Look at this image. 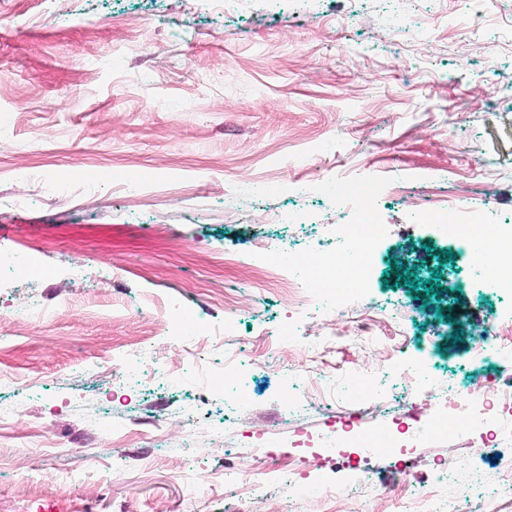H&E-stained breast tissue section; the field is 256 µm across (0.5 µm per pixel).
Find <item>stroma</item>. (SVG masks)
<instances>
[{
    "instance_id": "stroma-1",
    "label": "stroma",
    "mask_w": 512,
    "mask_h": 512,
    "mask_svg": "<svg viewBox=\"0 0 512 512\" xmlns=\"http://www.w3.org/2000/svg\"><path fill=\"white\" fill-rule=\"evenodd\" d=\"M398 12L397 0H257L254 7L219 10L207 0H0V247L41 251L44 272L12 274L0 284V316L16 318L23 335L0 351V369L14 386L0 391V512H38L42 499L25 494L26 481L58 488L64 512H152L166 501L172 512H248L236 489H225L224 461L237 454L240 424L200 376L222 373L224 347L235 344L245 366L259 362L253 335L277 336L287 355L289 326L310 330L305 315L265 297L246 313L223 344L175 351L156 344L150 375L113 395L115 360L99 357L114 334L105 303L77 305L93 287L90 274L109 267L104 291L153 307L160 298L187 297V314L207 327L224 324L225 286H244L237 273L200 260L231 249L251 259L261 245L298 240L313 262V236L303 228L258 220V213L303 209L326 220L334 207L317 184L373 181L387 186L377 199L385 233L376 247L381 298L402 300L408 324L380 322L377 339L400 348L399 359L430 355L432 377L412 393L479 374L496 364H471V340H454L438 308L458 307L470 324L488 326L512 311V293H495L471 277L470 247L435 239L417 219L421 192L440 194L467 177L473 195L455 202L467 220L496 225L512 219V0H418L409 22L388 32L364 24L372 10ZM480 38V54L459 55L457 42ZM121 69H113V59ZM139 176L140 200L124 186ZM67 190L53 191L58 179ZM286 183L281 194L248 193L245 183ZM167 224L174 243L148 236ZM451 251L453 261L443 259ZM87 270L72 272L73 262ZM155 268V281L140 279ZM440 272L439 294L423 301L401 284L414 274ZM292 355V354H289ZM301 373L311 362L292 355ZM362 354L348 347L328 353L336 386L310 390L311 407L298 426L312 434L337 425L349 406L337 396L347 370ZM174 364L182 389H168L158 368ZM287 380L260 371L251 396L257 426L279 446L281 458L301 460L306 476L331 485L346 474L341 459H313L293 447L284 418ZM398 407L410 391L383 381ZM139 422L138 435L117 439L104 422ZM190 439V464L168 460V442ZM67 449L92 455V464L46 456ZM150 450L152 462L126 467L127 455ZM448 444L434 441L406 458L375 457V487L354 488L357 512H401L384 492L430 478L434 458ZM465 463L438 496L451 499L471 482L475 495L459 512H486L501 494L500 469L512 462V440L493 447L457 448Z\"/></svg>"
}]
</instances>
